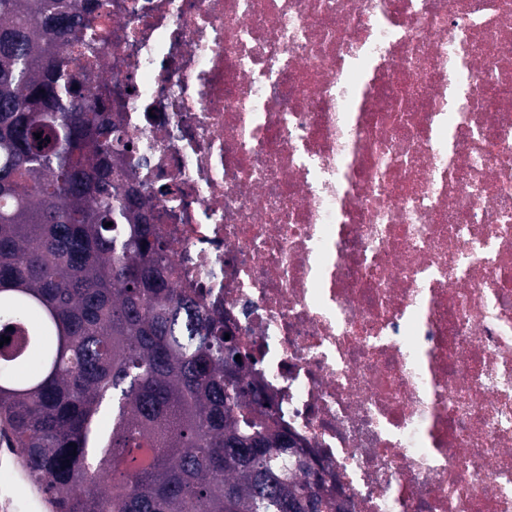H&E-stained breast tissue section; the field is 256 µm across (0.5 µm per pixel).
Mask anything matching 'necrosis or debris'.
<instances>
[{
    "label": "necrosis or debris",
    "instance_id": "1",
    "mask_svg": "<svg viewBox=\"0 0 512 512\" xmlns=\"http://www.w3.org/2000/svg\"><path fill=\"white\" fill-rule=\"evenodd\" d=\"M89 30L65 51L177 288L328 493L512 512V0H99Z\"/></svg>",
    "mask_w": 512,
    "mask_h": 512
}]
</instances>
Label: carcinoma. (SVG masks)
<instances>
[{
	"label": "carcinoma",
	"instance_id": "cac0c4a2",
	"mask_svg": "<svg viewBox=\"0 0 512 512\" xmlns=\"http://www.w3.org/2000/svg\"><path fill=\"white\" fill-rule=\"evenodd\" d=\"M95 8L0 0V426L57 512H326L252 356L172 287L129 142L63 53Z\"/></svg>",
	"mask_w": 512,
	"mask_h": 512
}]
</instances>
